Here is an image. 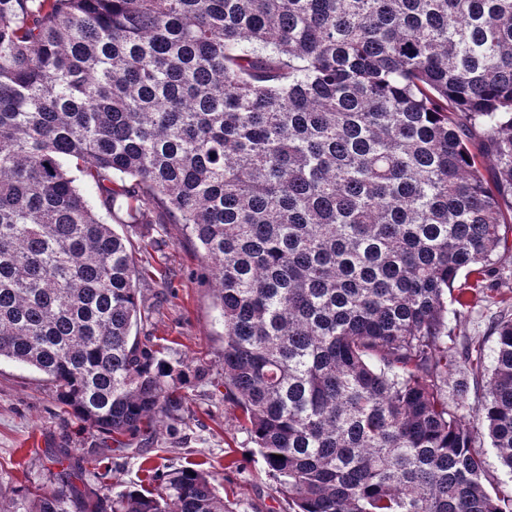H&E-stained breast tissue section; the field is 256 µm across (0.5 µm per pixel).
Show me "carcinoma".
Returning a JSON list of instances; mask_svg holds the SVG:
<instances>
[{"label": "carcinoma", "instance_id": "obj_1", "mask_svg": "<svg viewBox=\"0 0 512 512\" xmlns=\"http://www.w3.org/2000/svg\"><path fill=\"white\" fill-rule=\"evenodd\" d=\"M149 204L203 252L291 512H512L475 445L512 471V319L469 414L482 346H448L512 253V0H0V360L121 447L205 376L133 334L110 221ZM53 463L0 512H229L202 469L108 497Z\"/></svg>", "mask_w": 512, "mask_h": 512}]
</instances>
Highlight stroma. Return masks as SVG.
Wrapping results in <instances>:
<instances>
[{
  "mask_svg": "<svg viewBox=\"0 0 512 512\" xmlns=\"http://www.w3.org/2000/svg\"><path fill=\"white\" fill-rule=\"evenodd\" d=\"M127 235L138 267L147 271L139 283L145 309L140 340L164 346L170 361H190L206 371L203 381L184 389L183 423L174 433L157 426L150 439L128 449L113 446L110 437L60 414L37 373L1 361L0 487L49 486L57 470L50 451L66 444L87 458L106 453V475L87 478L101 495L140 487L149 467L167 471L198 463L213 474L218 493L233 512H289L240 410L224 400V327L200 254L186 241L181 225L166 221L155 209L145 223L128 228ZM503 316L512 317V259L505 261L486 301L460 310L448 334L456 344L475 339L489 351L494 346L491 327Z\"/></svg>",
  "mask_w": 512,
  "mask_h": 512,
  "instance_id": "1",
  "label": "stroma"
}]
</instances>
